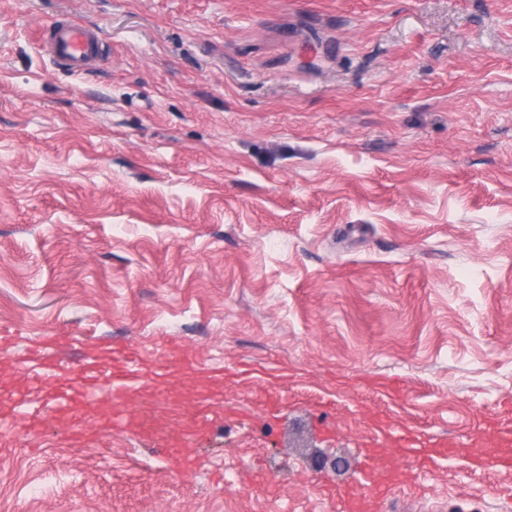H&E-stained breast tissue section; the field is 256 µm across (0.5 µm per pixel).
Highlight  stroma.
<instances>
[{"mask_svg": "<svg viewBox=\"0 0 512 512\" xmlns=\"http://www.w3.org/2000/svg\"><path fill=\"white\" fill-rule=\"evenodd\" d=\"M67 16L96 69L39 47ZM157 336L330 389L398 376L395 427L466 439L512 398V0H0V328ZM204 377L172 370L180 430ZM364 404L255 415L194 466L108 422L0 419V512H337ZM255 459V485L233 474ZM467 454L392 503L502 512Z\"/></svg>", "mask_w": 512, "mask_h": 512, "instance_id": "1", "label": "stroma"}]
</instances>
